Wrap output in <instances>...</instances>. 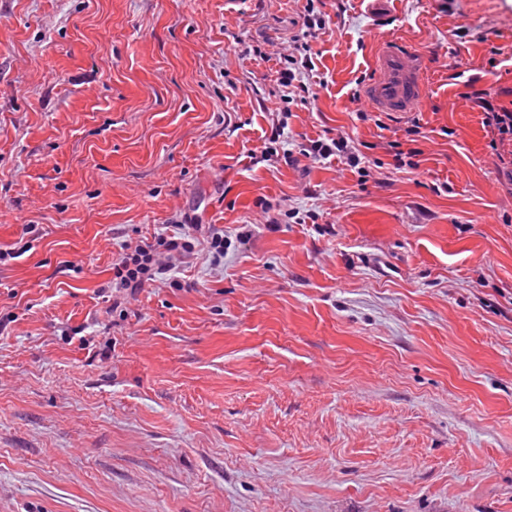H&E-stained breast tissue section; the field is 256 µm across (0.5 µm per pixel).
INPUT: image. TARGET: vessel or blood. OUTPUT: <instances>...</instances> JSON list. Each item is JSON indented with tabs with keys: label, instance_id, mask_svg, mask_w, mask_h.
<instances>
[{
	"label": "vessel or blood",
	"instance_id": "obj_1",
	"mask_svg": "<svg viewBox=\"0 0 512 512\" xmlns=\"http://www.w3.org/2000/svg\"><path fill=\"white\" fill-rule=\"evenodd\" d=\"M375 79L365 89L381 112L405 113L415 110L425 94L423 69L412 52L384 47L374 59Z\"/></svg>",
	"mask_w": 512,
	"mask_h": 512
}]
</instances>
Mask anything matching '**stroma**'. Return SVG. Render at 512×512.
Masks as SVG:
<instances>
[{"instance_id":"obj_1","label":"stroma","mask_w":512,"mask_h":512,"mask_svg":"<svg viewBox=\"0 0 512 512\" xmlns=\"http://www.w3.org/2000/svg\"><path fill=\"white\" fill-rule=\"evenodd\" d=\"M324 2L289 103L301 0H0V512H512V184L463 97L512 104V0ZM397 44L400 115L354 96ZM341 134L369 178L301 157ZM178 224L223 262L111 311ZM290 50L291 45L288 46V52H290ZM293 50L298 51L299 56H295ZM302 51L303 53L298 47H293L289 54H283V56H280L279 59H284L288 66L278 70V81L283 87L288 89L290 87L299 89L301 92L309 95V87L305 80L307 79L306 75L308 72H312L311 66L313 65V62L310 48L308 46H304L302 47ZM307 52H309V55ZM374 67L376 77L365 94L378 111L405 113L419 106L425 94L423 68L412 52L386 46L375 57ZM403 143L399 141L390 142L391 155L393 160L394 169L400 170L408 167L409 169H417L420 166L421 160L414 161L415 158L423 155L422 151L416 147H409L406 150L402 149ZM180 232L158 235L153 241L125 242L122 254L112 265V311L136 297L174 269V258L186 259L194 254L195 234L202 224H178ZM168 280V279H165Z\"/></svg>"}]
</instances>
